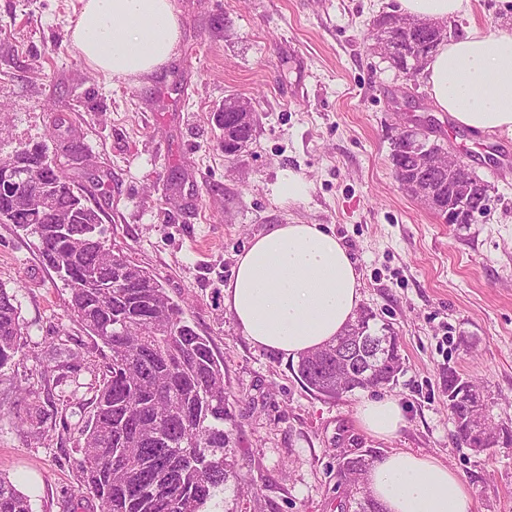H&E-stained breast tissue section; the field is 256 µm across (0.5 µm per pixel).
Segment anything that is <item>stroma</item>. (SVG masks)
Listing matches in <instances>:
<instances>
[{"label":"stroma","instance_id":"obj_1","mask_svg":"<svg viewBox=\"0 0 512 512\" xmlns=\"http://www.w3.org/2000/svg\"><path fill=\"white\" fill-rule=\"evenodd\" d=\"M179 44L150 76L118 80L71 46L77 0H0V156L48 146L92 188L108 243L157 276L224 360L233 449L244 487L227 484L208 512H340L342 453L429 454L456 469L475 512H512V447L474 453L451 437L449 369L489 395L512 427V136L452 128L424 74L407 75L375 48L373 23L398 0H174ZM468 23L512 26V0H471ZM251 99L247 147L225 157L216 116ZM430 119L445 147L490 186L486 213L446 224L410 197L392 169V141ZM86 147L72 160L70 142ZM309 183L291 201L283 172ZM274 224H320L347 245L360 275L359 312L393 328L405 371L394 387L340 399L305 390L295 358L253 346L224 307L236 257ZM0 286L26 328L21 355L0 370V476L32 512H100L76 468L78 429L93 409L107 350L68 309L69 293L35 238L0 224ZM60 363L42 422L23 424L22 390L42 392ZM398 401L389 439L355 418L367 398Z\"/></svg>","mask_w":512,"mask_h":512}]
</instances>
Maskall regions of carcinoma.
I'll return each mask as SVG.
<instances>
[{
  "instance_id": "cac0c4a2",
  "label": "carcinoma",
  "mask_w": 512,
  "mask_h": 512,
  "mask_svg": "<svg viewBox=\"0 0 512 512\" xmlns=\"http://www.w3.org/2000/svg\"><path fill=\"white\" fill-rule=\"evenodd\" d=\"M392 15L376 20L381 35L397 39L407 65L428 58L438 44L432 26L397 33ZM253 123L237 112L224 113V155H236L250 140ZM391 162L399 181L416 175L402 135L392 142ZM45 144L27 142L18 158L43 157ZM39 176L53 186L52 206L36 218L19 214L13 223L37 241L45 265L69 291L77 321L110 356L96 390L94 411L79 434L76 466L101 512H205L216 491L239 480L228 459L232 420L224 391V360L183 316L149 271L105 247V229L92 208L78 206L86 190L63 167ZM70 216L71 238L58 234L61 217ZM365 313L331 344L314 352L336 359L346 337L359 333L385 345L365 377L342 370L341 386L317 376L311 355L299 358L297 371L313 393L336 398L357 389L394 385L404 373L394 331L377 333ZM23 326L15 296L0 287V369L22 352ZM372 456L345 457L338 474L348 486L341 512H382L366 488ZM0 512H32L29 500L0 477Z\"/></svg>"
}]
</instances>
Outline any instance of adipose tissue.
<instances>
[{"mask_svg": "<svg viewBox=\"0 0 512 512\" xmlns=\"http://www.w3.org/2000/svg\"><path fill=\"white\" fill-rule=\"evenodd\" d=\"M71 42L97 72L147 76L178 42L174 0H79ZM413 18L444 24L471 0H399ZM431 95L460 125L512 136V28L465 27L425 67ZM359 274L345 243L319 224H275L238 255L224 306L253 345L293 358L317 350L355 317ZM359 425L386 439L403 424L395 399H366ZM367 487L384 512H475L458 474L438 458L398 450L377 459Z\"/></svg>", "mask_w": 512, "mask_h": 512, "instance_id": "ef3b65f1", "label": "adipose tissue"}]
</instances>
